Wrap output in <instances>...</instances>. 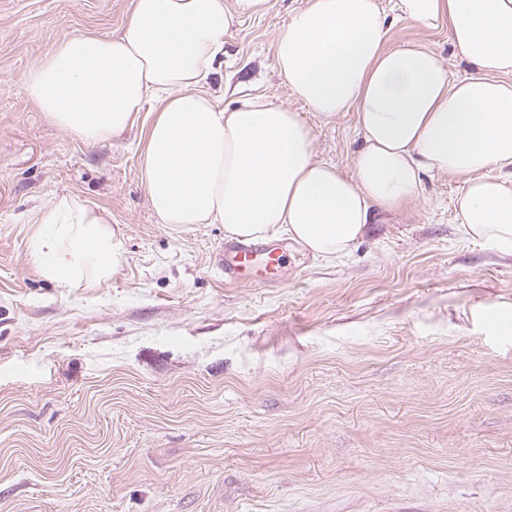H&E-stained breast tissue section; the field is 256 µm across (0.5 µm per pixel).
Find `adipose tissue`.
Instances as JSON below:
<instances>
[{
	"label": "adipose tissue",
	"mask_w": 512,
	"mask_h": 512,
	"mask_svg": "<svg viewBox=\"0 0 512 512\" xmlns=\"http://www.w3.org/2000/svg\"><path fill=\"white\" fill-rule=\"evenodd\" d=\"M270 0H133L118 37L63 35L22 78L25 99L87 142L157 112L141 176L162 224H220L233 240L287 234L301 250L338 257L374 210L416 198L426 173L465 179L456 200L465 234L512 253V0H399L403 19L447 20L453 48L475 72L454 83L438 54L386 49L377 0H308L278 32L275 66L308 110L356 115L363 145L351 175L317 157L302 113L274 96L233 110L207 89L224 35ZM40 274L71 288L97 281L121 248L94 209L60 197L36 216Z\"/></svg>",
	"instance_id": "adipose-tissue-1"
}]
</instances>
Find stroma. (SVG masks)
I'll return each mask as SVG.
<instances>
[{"instance_id":"1","label":"stroma","mask_w":512,"mask_h":512,"mask_svg":"<svg viewBox=\"0 0 512 512\" xmlns=\"http://www.w3.org/2000/svg\"><path fill=\"white\" fill-rule=\"evenodd\" d=\"M388 48L460 58L447 22L398 20ZM307 0L236 21L208 86L305 112L351 174L354 113L326 119L278 76ZM132 0H0V512H512V254L467 237L462 177L424 175L340 258L287 236L276 281L228 283L220 224H160L141 159L149 110L86 143L27 103L25 72L65 34L119 36ZM77 198L123 259L61 288L31 256L36 212Z\"/></svg>"}]
</instances>
